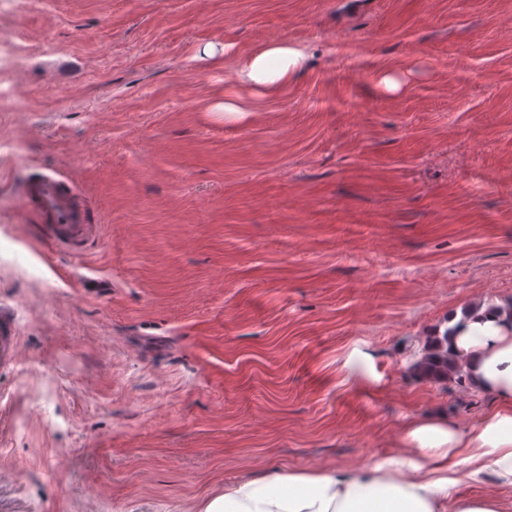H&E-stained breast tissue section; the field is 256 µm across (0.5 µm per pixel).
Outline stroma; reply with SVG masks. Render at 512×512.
Segmentation results:
<instances>
[{
    "label": "stroma",
    "mask_w": 512,
    "mask_h": 512,
    "mask_svg": "<svg viewBox=\"0 0 512 512\" xmlns=\"http://www.w3.org/2000/svg\"><path fill=\"white\" fill-rule=\"evenodd\" d=\"M0 36L25 51L0 60V244L27 263L0 252V512H202L495 408L408 365L512 301V0H0ZM275 41L308 59L259 95L238 63ZM39 171L103 225L53 255L67 285L22 209ZM459 473L451 497L512 512Z\"/></svg>",
    "instance_id": "35a3bbf8"
}]
</instances>
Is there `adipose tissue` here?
<instances>
[{"label":"adipose tissue","mask_w":512,"mask_h":512,"mask_svg":"<svg viewBox=\"0 0 512 512\" xmlns=\"http://www.w3.org/2000/svg\"><path fill=\"white\" fill-rule=\"evenodd\" d=\"M302 48L272 42L244 57L238 79L273 90L302 68ZM465 365L467 389L492 395L497 408L474 429L460 431L446 416L411 420L401 452L382 463L311 471L277 468L225 487L203 512H502L497 498H449L458 467L490 470L512 481V309L472 306L448 344Z\"/></svg>","instance_id":"obj_1"}]
</instances>
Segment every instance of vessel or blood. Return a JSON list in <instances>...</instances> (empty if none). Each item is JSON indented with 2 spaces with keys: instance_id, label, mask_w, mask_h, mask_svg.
<instances>
[{
  "instance_id": "obj_1",
  "label": "vessel or blood",
  "mask_w": 512,
  "mask_h": 512,
  "mask_svg": "<svg viewBox=\"0 0 512 512\" xmlns=\"http://www.w3.org/2000/svg\"><path fill=\"white\" fill-rule=\"evenodd\" d=\"M23 209L40 224L47 253L79 250L92 238L94 226L79 189L61 174H41L29 180Z\"/></svg>"
}]
</instances>
